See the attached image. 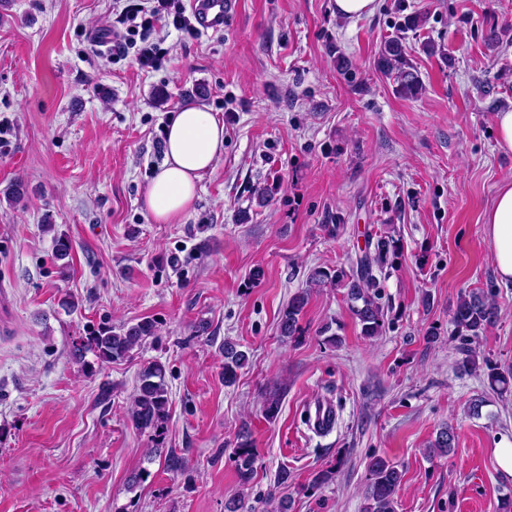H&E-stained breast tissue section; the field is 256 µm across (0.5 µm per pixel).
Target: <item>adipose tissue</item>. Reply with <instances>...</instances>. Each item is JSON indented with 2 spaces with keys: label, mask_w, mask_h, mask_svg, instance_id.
Segmentation results:
<instances>
[{
  "label": "adipose tissue",
  "mask_w": 512,
  "mask_h": 512,
  "mask_svg": "<svg viewBox=\"0 0 512 512\" xmlns=\"http://www.w3.org/2000/svg\"><path fill=\"white\" fill-rule=\"evenodd\" d=\"M224 151V126L205 106L182 107L169 122L164 159L150 180L143 207L154 223L177 224L194 207L199 182ZM485 222L495 270L512 282V182L499 190Z\"/></svg>",
  "instance_id": "obj_1"
}]
</instances>
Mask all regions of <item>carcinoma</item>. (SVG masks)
<instances>
[{"label": "carcinoma", "mask_w": 512, "mask_h": 512, "mask_svg": "<svg viewBox=\"0 0 512 512\" xmlns=\"http://www.w3.org/2000/svg\"><path fill=\"white\" fill-rule=\"evenodd\" d=\"M378 68L396 83V91L404 97L416 98L423 91V82L417 70L409 62L404 38L397 36L384 41L379 48ZM71 245L64 235L54 236L53 255L61 262V268L68 267ZM398 240L392 235L377 237L374 248L360 256L351 273L333 274L320 267L308 276V288L288 300L282 310L278 328L280 335L290 337L298 329L300 316L307 305L309 295L315 287L334 284L346 290L351 311L361 325L364 335L379 336L385 326L384 308L379 302L374 269L393 265L398 259ZM499 316L495 297L491 290L471 291L460 297L452 312V322L457 328L477 337L494 324ZM155 335V324L143 320L115 331L110 326H99L71 342L70 353L78 363H85L87 354H92L101 363H111L130 356L148 338ZM249 361L246 352L237 349L232 342L224 343V384L236 383L239 371ZM488 381L492 389L500 392L512 387V369L487 366ZM282 394L277 390L265 393L264 412L267 418H274L280 409ZM128 419L134 428L156 433L162 430L168 419V386L165 367L154 362L139 375L138 384L132 397ZM455 446V434L449 427L440 429L433 440L428 454L446 455ZM236 463L242 481H248L255 470L256 458L249 440L240 441L235 449ZM370 482L366 490L367 504L364 512H395L396 494L402 483V472L383 457H373L368 463Z\"/></svg>", "instance_id": "cac0c4a2"}]
</instances>
